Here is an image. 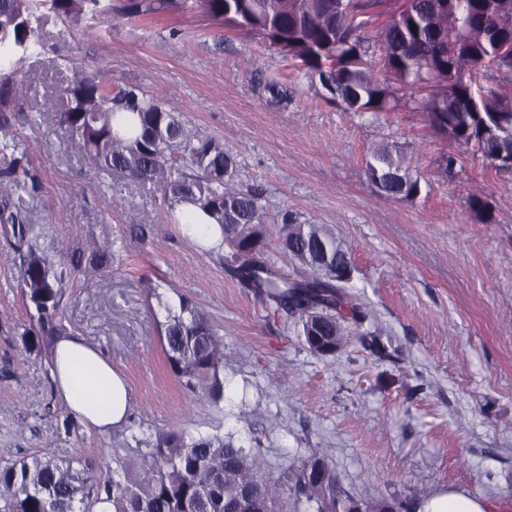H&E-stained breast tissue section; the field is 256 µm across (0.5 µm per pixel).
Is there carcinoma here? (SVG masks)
I'll use <instances>...</instances> for the list:
<instances>
[{"label": "carcinoma", "mask_w": 512, "mask_h": 512, "mask_svg": "<svg viewBox=\"0 0 512 512\" xmlns=\"http://www.w3.org/2000/svg\"><path fill=\"white\" fill-rule=\"evenodd\" d=\"M125 10L148 14L187 8L189 0H127ZM206 10L265 46L300 63V71L339 100L348 112L373 123L405 110L426 116L448 143L442 156L452 172L471 156L494 166L512 153V52L501 51L500 27L512 28V0H203ZM112 0H0V225L19 251V281L29 323L21 338L41 351L57 335L64 277L47 249L28 238L26 145L12 133L19 111V67L36 53L40 31L51 21L98 18ZM59 123L96 170L151 182L168 210L191 203L221 228L238 280L255 295L294 317L300 335L320 336L342 349L348 323L367 313L344 292L354 271L351 252L326 224H311L285 211L269 223L262 193L232 183L235 161L224 144L195 135L161 98L138 88L113 91L95 76H76L56 102ZM381 196L413 200L422 187L396 142L383 141L364 160ZM470 209L483 224L496 218L488 201L474 196ZM281 248L299 266L292 276L262 259L271 226ZM164 320L157 321L170 371L190 391L212 402L224 397V343L204 312L179 294L152 289ZM137 448L140 463L107 475L89 462L55 456L23 458L0 470V493L9 512H92L102 493L114 512H299V500L280 497L260 444H238L230 435L158 432ZM296 487L305 512H343L354 499L325 455L302 459ZM362 512H411L408 501L361 500Z\"/></svg>", "instance_id": "obj_1"}]
</instances>
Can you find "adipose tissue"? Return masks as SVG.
<instances>
[{
	"label": "adipose tissue",
	"mask_w": 512,
	"mask_h": 512,
	"mask_svg": "<svg viewBox=\"0 0 512 512\" xmlns=\"http://www.w3.org/2000/svg\"><path fill=\"white\" fill-rule=\"evenodd\" d=\"M52 380L58 397L84 425L107 431L126 422L129 389L124 375L83 337L61 336L54 348ZM416 512H494L482 498L451 489L420 500Z\"/></svg>",
	"instance_id": "obj_1"
}]
</instances>
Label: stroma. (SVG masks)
<instances>
[{
    "mask_svg": "<svg viewBox=\"0 0 512 512\" xmlns=\"http://www.w3.org/2000/svg\"><path fill=\"white\" fill-rule=\"evenodd\" d=\"M161 95L186 128L222 141L234 182L327 224L351 250L349 292L369 313L332 358L311 353L295 319L226 272L227 249L196 243L160 192L95 173L53 112L74 72ZM19 78L14 129L38 177L29 235L69 272L60 328L98 346L130 389L119 428L86 429L58 399L51 351H25L17 253L0 235V468L54 455L114 466L159 431L257 439L283 492L290 461L325 453L360 499L448 489L512 512V189L481 161L444 171L448 147L423 115L367 124L326 102L277 51L199 9L48 24ZM402 145L422 193L381 197L363 159ZM492 224L476 221L471 196ZM190 299L224 337V399L182 387L166 366L152 287ZM382 329L384 351L370 331Z\"/></svg>",
    "mask_w": 512,
    "mask_h": 512,
    "instance_id": "35a3bbf8",
    "label": "stroma"
}]
</instances>
